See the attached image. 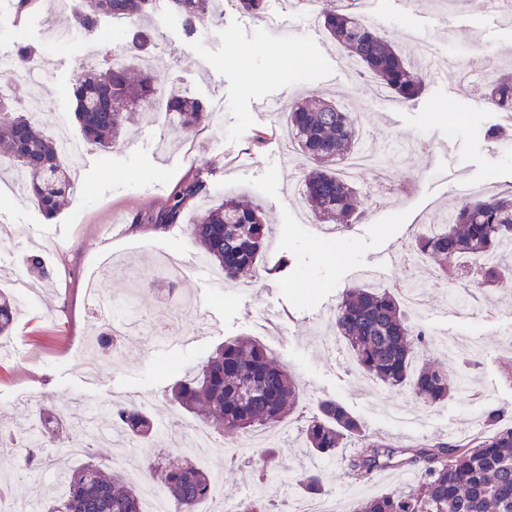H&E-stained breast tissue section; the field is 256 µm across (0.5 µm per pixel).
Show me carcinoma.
Here are the masks:
<instances>
[{"instance_id": "carcinoma-1", "label": "carcinoma", "mask_w": 512, "mask_h": 512, "mask_svg": "<svg viewBox=\"0 0 512 512\" xmlns=\"http://www.w3.org/2000/svg\"><path fill=\"white\" fill-rule=\"evenodd\" d=\"M149 0H93L81 16L90 31L102 15L138 19L146 15ZM214 0H171L188 33L213 9ZM329 38L391 97L406 102L421 94L424 73L373 25L336 0L321 12ZM156 78L144 69L114 63L107 78L85 68L73 84L74 116L82 139L107 151L116 146L127 124L145 113L144 103L154 92ZM483 96L499 110L512 112V76L489 80ZM171 123L182 131L194 129L203 117L199 101L172 92L167 101ZM355 113L325 99L295 102L288 126L310 166L301 176L299 193L304 206L322 223L340 227L359 219V188L343 176L336 164L358 147ZM11 160V174L23 177L21 192L48 218L73 189L71 170L59 141L41 122L19 115L0 94V158ZM215 165L200 164L173 192L165 207L133 219L154 230L175 224L191 203L209 194ZM268 228L262 210L235 198L205 210L191 225L194 244L202 257L235 281L246 271L260 269ZM410 255L439 261L438 279L452 282L461 262L476 270L473 288H490L512 276L504 255L512 253V192L462 197L439 223L421 229L408 246ZM15 300L0 291V338L10 336ZM332 326L351 349L363 374L391 391L436 405L462 389L461 377L445 365L414 362L418 348L428 342L426 332L413 326L405 305L389 288L367 285L346 290L334 308ZM171 398L201 418L209 431L225 435L248 434L278 427L296 408L299 384L295 377L257 340L240 337L224 342L196 370L171 388ZM44 430L13 460L16 469L39 467L47 448L62 449L82 439L85 412L77 405L59 412L39 399L28 410ZM499 409L486 414L491 433L464 439L429 440L398 445L365 434L360 421L333 399H322L308 421L304 447L331 457L351 438L361 441L349 463V476L359 481L388 466L419 464L420 483L369 497L357 512H512V427H498ZM105 425L128 442L147 441L156 426L146 404L128 400L112 407ZM144 479L160 492L176 512H197L209 496L215 475L191 459L166 465L144 462ZM64 491L44 502L43 512H142L141 491L125 474L89 462L60 475ZM300 494H326L323 477L311 472L300 480ZM241 512H272L262 493L240 501Z\"/></svg>"}]
</instances>
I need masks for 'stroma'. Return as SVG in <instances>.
<instances>
[{
  "label": "stroma",
  "mask_w": 512,
  "mask_h": 512,
  "mask_svg": "<svg viewBox=\"0 0 512 512\" xmlns=\"http://www.w3.org/2000/svg\"><path fill=\"white\" fill-rule=\"evenodd\" d=\"M373 24L408 59L419 56L421 43L432 44L446 79L426 78L422 93L392 112L382 108L372 87L360 84L347 68H336L340 54L331 42L310 41L307 21L295 0H266V10L284 16L290 35L279 40L266 32L262 21L244 13L238 0H215L212 14L186 33L171 8L156 9L131 20V28L146 26L152 49L161 55L159 79L203 103L205 116L189 133L172 126L166 115L137 119L129 124L123 142L105 152L82 144L81 162L68 200L48 219L36 204L15 192L9 179L0 178V289L19 281L30 289L19 303L10 335L11 357H0V427H10L17 410L30 395L62 407L83 409L110 401L147 402L161 434L178 436L198 423L197 417L170 402L166 389L225 341L250 336L260 341L301 384L296 414L265 434L252 458L227 461L229 436H214L211 469L223 477L222 489L199 507V512H222L225 502L253 493L255 473L264 470L265 487L276 489L273 512H288V498L309 469L301 429L317 400L334 399L364 426L367 434L402 444H418L453 433L463 438L486 432L484 414L503 410L512 424V280L504 279L480 299L479 312L457 306L469 296L470 277H459L443 292L425 300L424 327L428 334L455 341L462 338L477 355L460 375L465 388L447 402L427 406L415 402L416 419L395 425L383 414L401 397L378 384L362 388L343 366L337 351L316 347L317 336L331 334L325 320L345 289L361 284V272L377 252L407 248L429 215L447 211L457 198L458 182H468L482 194L512 189V141L491 142L484 131L503 122L499 110L483 109L477 77L460 80L459 72L471 49L484 50L488 72L512 71V26L499 22L494 0H419L415 10H402L398 0H374ZM76 31L67 46L47 45V26ZM112 19L101 16L96 30L79 29L75 9L60 0H44L41 9L20 14L16 0H0V55L14 53L11 33L20 29L27 43L40 50L45 64L39 75L45 85V121L65 124L73 142H81L74 118L71 83L83 60L102 68L91 57L92 46ZM282 58H275L273 50ZM335 78H327L328 69ZM337 103L356 102L367 126L381 145L380 166L401 183H420L415 193L377 187L373 172L357 174L361 216L356 224L325 237V224L302 221L294 206V192L309 165L297 145L282 136L285 116H258L257 101L292 100L324 94ZM458 120V150L442 153L449 120ZM261 143H254L255 133ZM413 136L428 141L422 155L396 159L391 141ZM218 161L219 169L208 197L200 207L186 210L176 224L162 230L130 228L137 213L158 210L202 161ZM260 206L269 226L268 246L259 273L233 283H218V269L209 263L189 267L176 291L157 283L145 288L110 273L105 258L150 275L160 258L186 263L198 256L190 226L200 208L224 197ZM40 255L47 271L40 278L28 273L25 259ZM96 275L110 298L136 296L152 324L166 327L150 345H129L121 354L94 350L88 343L94 324L87 312V279ZM101 366L98 377L85 372L89 360ZM276 451L263 463L265 449ZM356 441L337 449L335 457L321 459L328 495L341 500L344 512H355L358 502L403 488L400 479L368 478L350 482L347 464ZM81 459L48 464L33 473H14L0 462V483L7 495L34 499L58 486L59 467L77 468Z\"/></svg>",
  "instance_id": "stroma-1"
}]
</instances>
